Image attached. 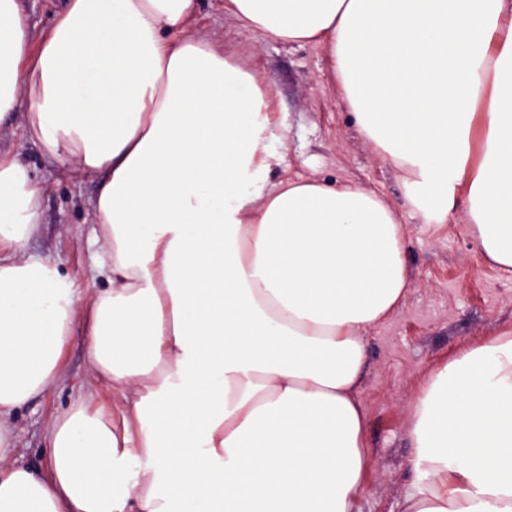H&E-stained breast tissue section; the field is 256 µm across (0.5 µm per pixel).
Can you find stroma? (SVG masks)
Here are the masks:
<instances>
[{"label":"stroma","instance_id":"stroma-1","mask_svg":"<svg viewBox=\"0 0 512 512\" xmlns=\"http://www.w3.org/2000/svg\"><path fill=\"white\" fill-rule=\"evenodd\" d=\"M197 28L225 57L257 74L274 100L272 180L303 177L353 183L375 192L400 217L409 286L399 307L365 334L366 371L358 398L373 464L361 512H402L415 450L410 413L424 379L470 347L512 332V273L492 267L468 230L464 201L444 224L425 223L410 203L401 172L364 139L335 84L326 50L286 43L245 29L225 15L223 0H201ZM0 150H17L41 184V226L25 253L57 265L82 288L92 280L96 248L92 201L100 175L76 177L47 159L21 129H0ZM57 384L11 417L21 463L44 462L47 428L83 391L86 338L75 332Z\"/></svg>","mask_w":512,"mask_h":512}]
</instances>
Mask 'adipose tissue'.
<instances>
[{"label":"adipose tissue","mask_w":512,"mask_h":512,"mask_svg":"<svg viewBox=\"0 0 512 512\" xmlns=\"http://www.w3.org/2000/svg\"><path fill=\"white\" fill-rule=\"evenodd\" d=\"M199 0H63L35 32L0 0V127L105 172V287L25 255L40 188L0 151V512H360L364 332L408 287L377 194L272 181L270 99L194 28ZM244 27L326 50L413 206L464 196L512 272V0H224ZM88 391L13 460L10 416L52 388L76 327ZM404 512H512V334L433 371L410 417Z\"/></svg>","instance_id":"ef3b65f1"}]
</instances>
